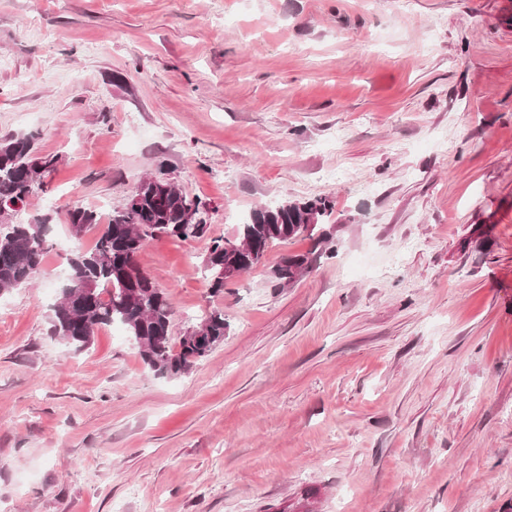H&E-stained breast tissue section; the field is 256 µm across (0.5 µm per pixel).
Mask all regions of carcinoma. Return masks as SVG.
Listing matches in <instances>:
<instances>
[{
  "label": "carcinoma",
  "instance_id": "obj_1",
  "mask_svg": "<svg viewBox=\"0 0 512 512\" xmlns=\"http://www.w3.org/2000/svg\"><path fill=\"white\" fill-rule=\"evenodd\" d=\"M57 162L54 156L37 154L25 135L0 141V293L29 284L40 268L49 224L44 219L17 223L15 215L27 205L35 187H44L41 177ZM163 182L157 176L142 178L125 202L112 210L94 247L70 255L66 284L52 309L51 332L82 350L91 345L98 325L119 323L129 335L140 338L138 346L150 370L181 376L224 341L229 324L224 312L214 310L195 323L202 328L203 339L171 337L172 302L142 270L139 253L145 241L154 237L200 238L207 225L184 223L187 213L199 215L205 203L173 183L163 188ZM331 210L332 202L326 197L285 199L254 209L237 237L210 242L207 277L213 293L223 291L226 282L218 263L244 273L261 262L271 243L313 232L316 224L309 223L311 213H316L320 224ZM68 221L78 232L97 225V214L76 208L68 213ZM307 268L304 256L292 255L274 269V276L287 285ZM83 288L94 289L87 301L81 295Z\"/></svg>",
  "mask_w": 512,
  "mask_h": 512
}]
</instances>
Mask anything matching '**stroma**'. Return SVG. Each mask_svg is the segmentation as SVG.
<instances>
[{
	"label": "stroma",
	"instance_id": "35a3bbf8",
	"mask_svg": "<svg viewBox=\"0 0 512 512\" xmlns=\"http://www.w3.org/2000/svg\"><path fill=\"white\" fill-rule=\"evenodd\" d=\"M0 57V139L58 159L0 294V512H512V0H0ZM148 173L207 204L139 255L173 336L229 324L177 378L120 325L50 333L99 236L68 211ZM315 197L212 294L211 238ZM307 268V260L303 255H292L274 269V276L279 283L287 285L294 283Z\"/></svg>",
	"mask_w": 512,
	"mask_h": 512
}]
</instances>
